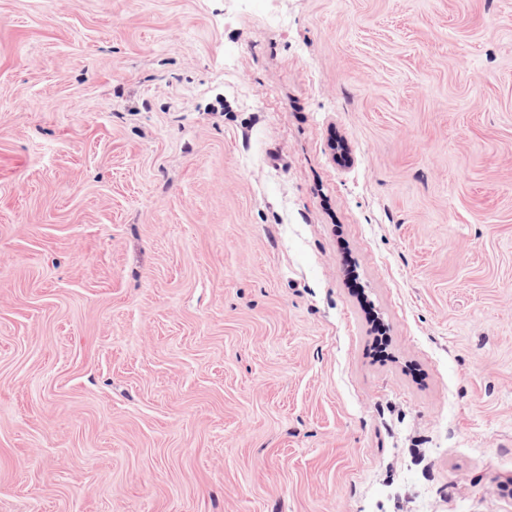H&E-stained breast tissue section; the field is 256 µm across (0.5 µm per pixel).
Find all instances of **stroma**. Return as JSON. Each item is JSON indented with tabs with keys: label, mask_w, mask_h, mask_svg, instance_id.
Listing matches in <instances>:
<instances>
[{
	"label": "stroma",
	"mask_w": 512,
	"mask_h": 512,
	"mask_svg": "<svg viewBox=\"0 0 512 512\" xmlns=\"http://www.w3.org/2000/svg\"><path fill=\"white\" fill-rule=\"evenodd\" d=\"M0 512H512V0H0Z\"/></svg>",
	"instance_id": "obj_1"
}]
</instances>
